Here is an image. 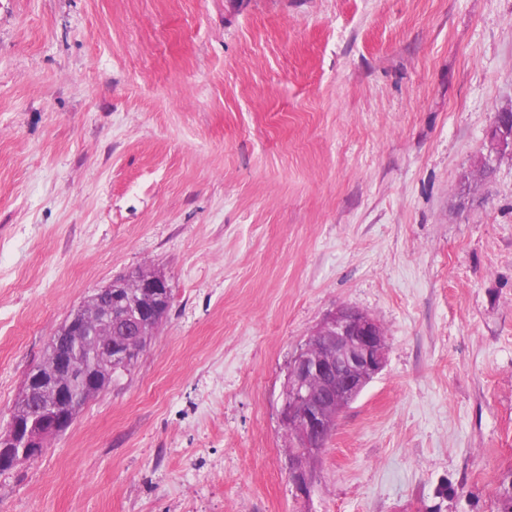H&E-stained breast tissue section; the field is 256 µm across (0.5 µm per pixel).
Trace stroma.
Segmentation results:
<instances>
[{
	"label": "stroma",
	"mask_w": 512,
	"mask_h": 512,
	"mask_svg": "<svg viewBox=\"0 0 512 512\" xmlns=\"http://www.w3.org/2000/svg\"><path fill=\"white\" fill-rule=\"evenodd\" d=\"M511 109L512 0H0V423L93 291L171 288L0 512H497ZM340 305L387 364L303 497L283 393ZM497 116L488 133L487 153L481 156L477 166L479 174L491 164L492 155L508 149L512 152V130L510 131L508 124L499 121Z\"/></svg>",
	"instance_id": "stroma-1"
}]
</instances>
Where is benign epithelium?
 <instances>
[{"label": "benign epithelium", "mask_w": 512, "mask_h": 512, "mask_svg": "<svg viewBox=\"0 0 512 512\" xmlns=\"http://www.w3.org/2000/svg\"><path fill=\"white\" fill-rule=\"evenodd\" d=\"M508 149L512 151V130L496 120L478 171L491 164L492 155ZM165 287L166 279L152 271L136 273L106 287L108 297H117L116 306L92 303L73 312L50 338L56 366L71 383L57 384L36 368L25 376L29 382L43 384L47 406L35 417L10 412L0 430V465L12 467L41 456L72 425L81 407L103 391L93 376L99 354L92 337L125 323L134 325L137 337L151 335L154 317L147 314L146 301L166 299ZM387 355L388 337L381 324L363 311L341 306L327 315L292 360L281 420L297 436L289 471L296 492L310 493L314 479L311 464L321 454L322 441L340 414L384 369Z\"/></svg>", "instance_id": "7a95c632"}]
</instances>
